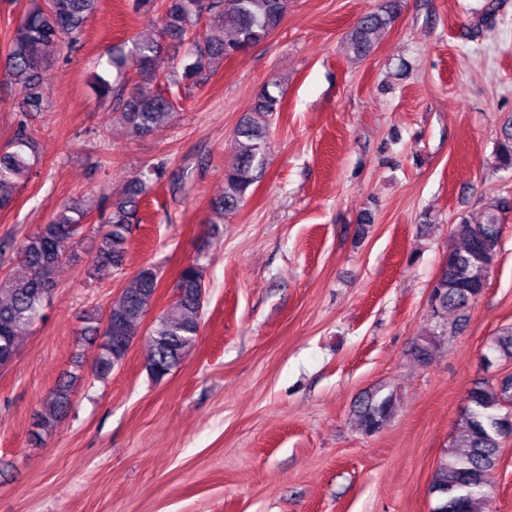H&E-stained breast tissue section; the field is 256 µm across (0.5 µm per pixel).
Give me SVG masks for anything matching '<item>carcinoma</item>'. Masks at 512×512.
Listing matches in <instances>:
<instances>
[{"label": "carcinoma", "mask_w": 512, "mask_h": 512, "mask_svg": "<svg viewBox=\"0 0 512 512\" xmlns=\"http://www.w3.org/2000/svg\"><path fill=\"white\" fill-rule=\"evenodd\" d=\"M15 27L6 55V78L22 96L27 112L45 107L44 80L64 45L79 43L85 14L97 7V0H29ZM381 12L362 17L348 37L355 56L364 57L374 45V37L396 17V0ZM290 0H143L142 6L161 8L160 30L152 37L133 42L129 55L110 57L108 66L136 80L127 98L104 74L94 76L93 89L100 103L117 102L119 119L134 138L169 123L176 113L177 99L172 89L189 91L206 84L218 65L233 55L267 38L282 23ZM205 26L197 30L202 14ZM169 39L185 47L182 59L165 60L162 41ZM279 111V98L262 91L251 112L234 130L235 157L224 173V196L218 211H236L250 188L260 182L267 168V134L271 118ZM36 161L33 139L27 126L18 128L10 151L0 155V210L9 208L19 188L18 179ZM494 168L512 170V126L503 129V138L494 153ZM163 165L148 169L146 179H137L123 194L112 200L101 230L91 265L122 269L133 224L148 182L158 180ZM509 207L499 200L486 208L481 218L462 217L453 225L452 236L460 245L448 248L441 270L429 295L433 311L465 317L470 303L482 292L497 262L500 249V213ZM86 212L67 207L47 224L40 225L17 248L27 268L24 277L0 283V367L12 363L20 336L41 318L49 301L54 274L64 256V245L83 232ZM158 272L144 266L112 300L104 319L89 316L102 324L106 344L92 370L96 379H106L121 365L148 314L158 288ZM178 297L153 321L149 330L151 351L144 365L148 376L159 382L177 368L195 346L203 303V269L191 263L180 272ZM493 351L512 358V328L494 338ZM512 404V379L494 386L477 381L468 393V407L456 438L459 451L441 460L435 470L430 494L435 498L432 512H474L476 500L485 495V475L499 460L501 440L511 427L499 411ZM71 385H57L37 412V426L52 429L68 413ZM394 408L393 395L366 398L356 410L359 429L369 435L380 429Z\"/></svg>", "instance_id": "1"}]
</instances>
